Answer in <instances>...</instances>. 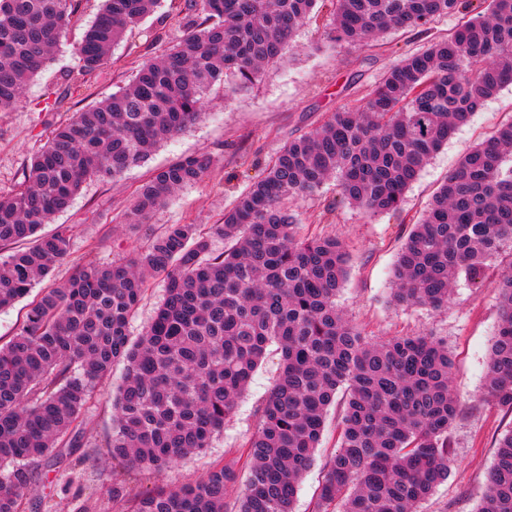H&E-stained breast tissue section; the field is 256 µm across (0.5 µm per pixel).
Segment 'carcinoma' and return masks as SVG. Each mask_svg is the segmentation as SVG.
I'll return each instance as SVG.
<instances>
[{"label":"carcinoma","mask_w":512,"mask_h":512,"mask_svg":"<svg viewBox=\"0 0 512 512\" xmlns=\"http://www.w3.org/2000/svg\"><path fill=\"white\" fill-rule=\"evenodd\" d=\"M84 0H0V108L18 104ZM320 0H171L185 31L147 58L112 96L73 112L0 194V309L23 298L71 254L73 228L38 231L84 184L117 181L203 116L218 88L243 91L283 58ZM330 42L363 46L390 29L425 32L462 22L445 40L402 58L364 99L283 145L263 175L224 211L210 249L195 224H171L129 259L85 262L43 291L0 344V512H23L38 463L55 448H84L83 411L115 363L112 458L161 471L203 452L235 412L270 346L279 371L243 447L247 476L217 463L181 486L128 498L119 512H294L328 409L342 395L337 448L312 512H418L448 477V433L462 409L444 341L427 334L375 340L336 297L350 257L330 236L302 238L283 207L337 182L334 205L397 213L430 159L504 86L512 84V0H328ZM160 0H102L78 48L75 84L107 63L125 32ZM211 165L206 154L155 170L125 214L144 224ZM512 247V121L468 150L412 225L393 268L390 303L447 306L460 274L479 281ZM165 296L136 341L129 324L148 280ZM498 326L483 397L512 412V276L496 283ZM474 512H512V430L498 441Z\"/></svg>","instance_id":"1"}]
</instances>
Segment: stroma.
<instances>
[{"instance_id":"obj_1","label":"stroma","mask_w":512,"mask_h":512,"mask_svg":"<svg viewBox=\"0 0 512 512\" xmlns=\"http://www.w3.org/2000/svg\"><path fill=\"white\" fill-rule=\"evenodd\" d=\"M100 0H85L84 9L63 33L45 70L25 89L21 103L0 110V193L11 192L22 179L32 156L44 144L54 124L71 112L110 96L128 82L143 58L159 56L183 31L180 17L168 4L127 31L104 67L88 77L80 90L67 92L64 72L76 68V49ZM330 16L302 27L290 51L266 69L252 88L233 95L212 93L206 115L196 125L153 151L147 162L127 171L117 182L85 185L71 207L44 225L52 233L59 224L73 228L71 256L47 276V283L68 278L77 264H109L130 258L154 234L169 224H213L241 192L260 177L288 138L320 126L336 107L365 97L390 66L423 46L413 31H389L375 46L356 47L328 41ZM512 119V85L489 99L459 126L441 151L408 188L398 216H370L351 207L330 209L335 181L289 203L302 235L324 234L340 240L350 255L348 280L337 298L346 317L374 339L431 333L448 342L454 387L463 400L461 413L449 432L453 449L450 474L419 506L420 512H473L482 493L498 440L512 429V413L484 401L488 354L498 325L496 281L512 274V253L502 252L487 280L475 285L458 279L447 307H402L389 303L392 269L411 223L427 206L437 188L464 152ZM207 154L212 164L204 176L176 191L150 218L132 226L124 221L134 189L158 168L190 155ZM280 364L276 348L265 360L238 402L233 418L208 450L173 463L157 473L129 467L107 456L112 433V392L124 377L116 364L98 400L86 411V432L95 447L90 454L74 452L51 457L38 466L27 495L26 512H113L108 490L121 484L129 496L155 487L179 485L203 476L215 463L234 460L254 429L256 410L267 396ZM339 407L327 415L321 447L303 475L294 512H310L322 482L323 467L336 446Z\"/></svg>"}]
</instances>
